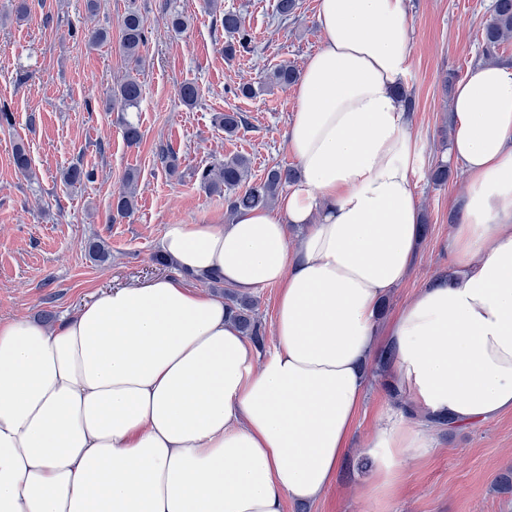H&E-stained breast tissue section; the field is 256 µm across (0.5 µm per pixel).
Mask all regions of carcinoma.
Returning <instances> with one entry per match:
<instances>
[{"label": "carcinoma", "instance_id": "carcinoma-1", "mask_svg": "<svg viewBox=\"0 0 512 512\" xmlns=\"http://www.w3.org/2000/svg\"><path fill=\"white\" fill-rule=\"evenodd\" d=\"M224 32L230 37L224 47L226 55L233 57L237 50L247 49L252 42L251 34L243 26L240 15L233 10L224 11ZM512 38V0H494L489 17L482 28V58L492 61L501 44ZM147 41L143 16L130 11L124 17L120 47L126 60L134 65L141 62V49ZM299 78V72L290 65H281L267 74V84L288 86ZM142 99V87L134 78L124 80L105 101V110L116 108L122 112L138 108ZM245 123L237 112H226L220 116V124L227 135L236 134ZM297 171L290 167L273 166L259 179L252 178L251 160L244 155L224 159L214 166L198 172L201 187L210 194L224 196L228 211L232 214L247 209L269 208L278 200L283 189L294 182ZM137 179L128 174L123 188L113 203L116 216L131 215L136 203ZM225 307L235 319L242 332L260 340V328L255 313V303L247 297L224 290Z\"/></svg>", "mask_w": 512, "mask_h": 512}]
</instances>
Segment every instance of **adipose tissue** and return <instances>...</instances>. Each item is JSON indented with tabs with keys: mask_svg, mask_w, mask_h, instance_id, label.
Returning <instances> with one entry per match:
<instances>
[{
	"mask_svg": "<svg viewBox=\"0 0 512 512\" xmlns=\"http://www.w3.org/2000/svg\"><path fill=\"white\" fill-rule=\"evenodd\" d=\"M321 44L294 86L298 178L277 207L170 224L174 274L94 296L53 327L0 321V512H285L336 478L375 342L404 397L362 450L365 497L399 490L428 427L512 411V66L455 87L450 158L466 180L448 272L380 309L423 233L422 162L397 94L404 0H320ZM308 225L297 248L289 225ZM277 288L258 355L221 298Z\"/></svg>",
	"mask_w": 512,
	"mask_h": 512,
	"instance_id": "ef3b65f1",
	"label": "adipose tissue"
}]
</instances>
